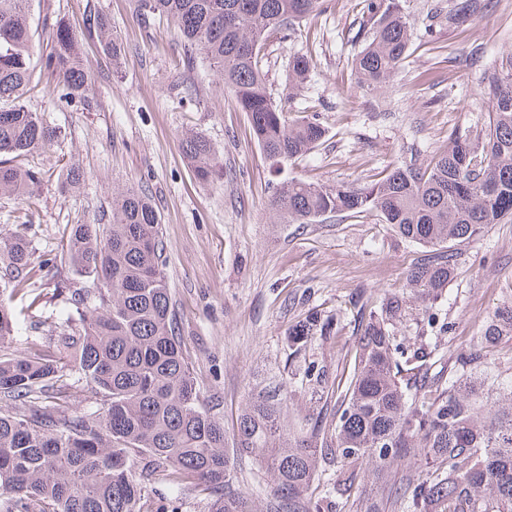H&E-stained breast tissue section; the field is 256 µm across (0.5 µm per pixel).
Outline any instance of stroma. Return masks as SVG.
Returning <instances> with one entry per match:
<instances>
[{
  "mask_svg": "<svg viewBox=\"0 0 512 512\" xmlns=\"http://www.w3.org/2000/svg\"><path fill=\"white\" fill-rule=\"evenodd\" d=\"M482 21L448 20V0H410L421 18L406 59L375 91L356 87L351 61L366 22L360 0H324L323 10L289 39L269 34L265 71L269 89L289 119L317 118L322 145L274 174L250 134L249 118L205 65L180 66L182 46L173 27L143 25L132 0H31L30 24L59 13L79 33L91 73L86 104L57 105L52 88L26 103L65 135L29 155L42 175L40 202L25 212L0 196V233L27 222L37 252L57 248L67 225L97 223L115 188L145 186L160 211L169 245L167 280L176 300L184 348L200 390L224 420V446L233 448L236 421L259 388L288 373L289 329L310 309L340 313V335L312 344L310 359L342 373L356 351V311L350 299L372 303L404 292L419 246L397 236L378 217L332 214L310 224H280L268 200L276 177L359 187L392 168L426 165L448 146L451 133L483 126L484 71L512 55V0H486ZM107 20L125 52L113 66L89 12ZM311 56L308 82L288 90L289 52ZM204 135L224 165V178L200 183L180 151L185 132ZM78 164L83 182L62 190L61 166ZM512 300V223L495 224L458 248L457 274L440 306L449 330H424L415 310L396 325L398 335L424 336L446 355L480 349L488 316ZM234 490L258 508L276 498L271 472L251 458L231 456Z\"/></svg>",
  "mask_w": 512,
  "mask_h": 512,
  "instance_id": "stroma-1",
  "label": "stroma"
}]
</instances>
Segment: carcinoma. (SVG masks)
<instances>
[{
    "mask_svg": "<svg viewBox=\"0 0 512 512\" xmlns=\"http://www.w3.org/2000/svg\"><path fill=\"white\" fill-rule=\"evenodd\" d=\"M29 3L0 0V195L31 208L41 172L14 161L50 146L58 132L24 95L50 78L60 103H82L89 72L78 35L61 18L45 16L49 50H34ZM484 10L483 0H453L448 20ZM134 11L175 28L185 68L214 69L276 171L322 144L319 122L288 123L263 70L266 34L295 30L321 12V0H135ZM362 12L372 24L358 33L364 44L352 72L360 88L375 90L407 57L417 23L404 0H362ZM86 22L117 63L124 48L112 27L96 16ZM311 66L304 54L288 56L289 90ZM481 85L488 122L472 136H450L426 168L397 167L359 188L293 177L270 200L285 223L373 214L425 247L407 287L422 302L421 323L440 333L437 303L455 275L456 245L512 222V56L485 71ZM180 150L200 182L224 178L206 137L188 134ZM83 177L69 164L61 187ZM35 236L33 225L17 224L0 238V512H182L190 491L207 512H256L230 488L223 418L202 399L183 350L151 196L113 192L102 222L67 225L55 252L35 255ZM63 264L80 281L55 284L53 345L11 349L41 322L24 324L8 301L20 293L40 301L37 272ZM408 302L391 293L372 308L355 296L358 350L336 381L306 353L343 331L340 316L312 309L289 332L292 375L324 404L310 430L295 432L281 394L287 382L265 388L243 408L234 448L273 473L270 512H324L333 495L350 501V512H512V378L496 358L498 345L512 341V304L489 317L481 353H460L437 370L438 346L415 348L395 332ZM73 389L89 391L90 401L76 400ZM323 463L338 467L336 483H320Z\"/></svg>",
    "mask_w": 512,
    "mask_h": 512,
    "instance_id": "obj_1",
    "label": "carcinoma"
}]
</instances>
